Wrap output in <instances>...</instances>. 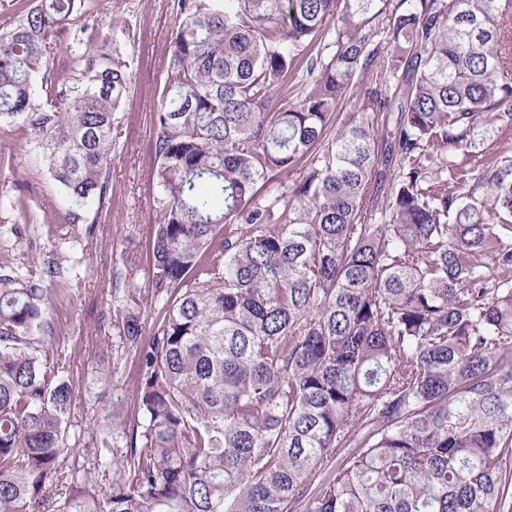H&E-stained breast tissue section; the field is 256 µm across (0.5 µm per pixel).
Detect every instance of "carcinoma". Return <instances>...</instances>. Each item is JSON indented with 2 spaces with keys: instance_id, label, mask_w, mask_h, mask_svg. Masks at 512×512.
Instances as JSON below:
<instances>
[{
  "instance_id": "cac0c4a2",
  "label": "carcinoma",
  "mask_w": 512,
  "mask_h": 512,
  "mask_svg": "<svg viewBox=\"0 0 512 512\" xmlns=\"http://www.w3.org/2000/svg\"><path fill=\"white\" fill-rule=\"evenodd\" d=\"M221 2L172 0L161 312L144 343L123 318L137 417L90 430L85 465L35 336L65 270L0 263V512H512V152L486 154L512 134V0ZM103 14L0 26V129L97 215L131 84ZM0 213L38 223L17 185Z\"/></svg>"
}]
</instances>
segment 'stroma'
<instances>
[{
    "label": "stroma",
    "instance_id": "1",
    "mask_svg": "<svg viewBox=\"0 0 512 512\" xmlns=\"http://www.w3.org/2000/svg\"><path fill=\"white\" fill-rule=\"evenodd\" d=\"M178 25L170 0H121L112 11V45L129 61L133 80L116 112L112 202L93 235L67 223L76 204L33 164L26 132L0 130V189L20 186L42 217L31 235L0 233V260L50 261L72 271L52 289V333L45 341L61 354L62 375L76 394L69 421L74 442L93 425L111 426L112 409L128 421L138 411L137 352L121 343L120 330L125 313L140 316L148 329L159 314L150 244L161 214L151 146Z\"/></svg>",
    "mask_w": 512,
    "mask_h": 512
}]
</instances>
